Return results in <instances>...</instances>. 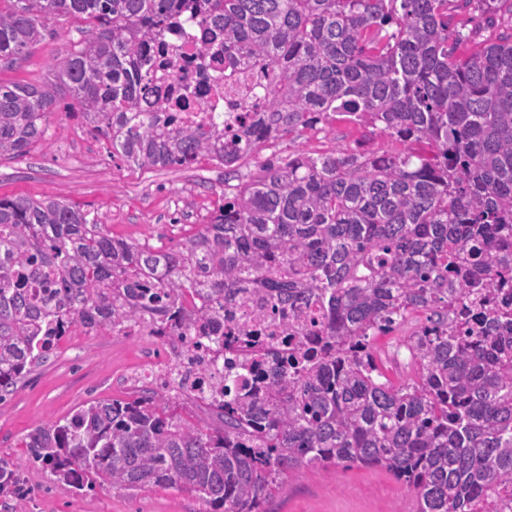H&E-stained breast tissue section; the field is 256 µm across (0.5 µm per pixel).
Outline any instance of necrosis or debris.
<instances>
[{"label": "necrosis or debris", "mask_w": 512, "mask_h": 512, "mask_svg": "<svg viewBox=\"0 0 512 512\" xmlns=\"http://www.w3.org/2000/svg\"><path fill=\"white\" fill-rule=\"evenodd\" d=\"M207 26L197 13L185 12L177 25L163 39L167 65L157 68L154 50H147V77L162 95L165 111L171 112L177 125L209 128L214 113H239L243 104L263 105L267 75L261 66H248L237 85L225 87L224 68L204 58ZM298 317L302 336H309L317 326L303 298L281 306L267 293L253 290H225L219 317L234 324L235 335L249 332L264 336L270 351L264 364L275 361L274 354L282 349L280 323L284 314ZM164 343L187 384L188 395L196 401L208 398V384L226 380L248 381L252 378V358L246 351L224 347L215 338H197L195 333L165 334Z\"/></svg>", "instance_id": "obj_1"}]
</instances>
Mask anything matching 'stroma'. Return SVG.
<instances>
[{
    "label": "stroma",
    "mask_w": 512,
    "mask_h": 512,
    "mask_svg": "<svg viewBox=\"0 0 512 512\" xmlns=\"http://www.w3.org/2000/svg\"><path fill=\"white\" fill-rule=\"evenodd\" d=\"M88 32L83 22L60 20L44 40L32 46L0 82L41 84L51 69L79 50ZM360 143L375 151L383 136L344 120L326 129L302 130L296 142H268L259 157L243 161L249 176L259 159L284 156L293 144L314 153L336 145ZM47 195L80 208L88 220L106 225L112 235L149 238L151 244L176 247L199 230L224 195L223 165L203 160L189 167L156 169L128 164L110 143L57 108L49 118L47 142L17 159L0 161V196ZM170 359L157 337L103 336L74 327L50 358L0 401V461L20 476L25 512H211L194 495L155 488L137 494L110 489H79L34 464L24 446L39 425L64 422L85 403L127 399L140 392L139 381ZM413 494L378 467H329L291 474L269 500L266 512H414Z\"/></svg>",
    "instance_id": "1"
}]
</instances>
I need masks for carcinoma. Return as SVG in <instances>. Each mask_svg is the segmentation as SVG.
Instances as JSON below:
<instances>
[{"label":"carcinoma","instance_id":"obj_1","mask_svg":"<svg viewBox=\"0 0 512 512\" xmlns=\"http://www.w3.org/2000/svg\"><path fill=\"white\" fill-rule=\"evenodd\" d=\"M493 17L512 0H4L0 68L60 18L84 20V47L43 86L0 83V157L46 141L58 99L138 167L224 165V203L175 249L116 238L52 197L0 196V400L61 337L58 318L105 334L151 316L159 333H207L210 305L183 301L252 285L304 289L324 318L319 347H292L260 387L227 383L208 403L217 427L173 409L172 387L78 407L25 439L55 476L90 490L186 491L215 512H264L288 475L318 466L387 469L417 512H484L512 500V23L476 43L449 29L448 6ZM216 29L225 78L271 72L249 127H169L141 112L153 93L136 66L182 12ZM373 127L399 149L297 150L239 178L271 139L332 117ZM168 278H141L157 263ZM483 326L459 310L469 280ZM431 332L399 340L414 370L392 381L375 340L413 314Z\"/></svg>","mask_w":512,"mask_h":512}]
</instances>
